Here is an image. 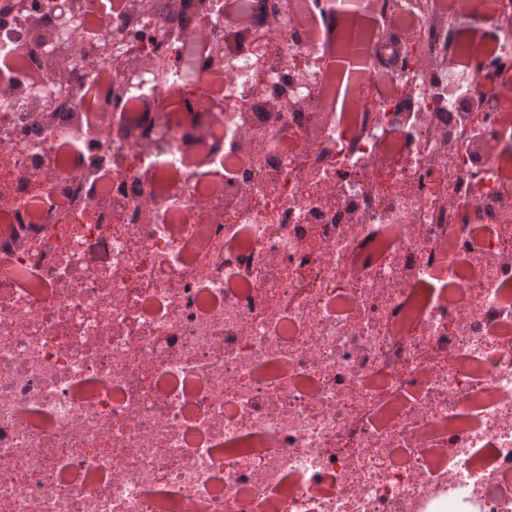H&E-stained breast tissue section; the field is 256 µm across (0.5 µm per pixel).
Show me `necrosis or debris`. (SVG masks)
<instances>
[{
	"instance_id": "1",
	"label": "necrosis or debris",
	"mask_w": 512,
	"mask_h": 512,
	"mask_svg": "<svg viewBox=\"0 0 512 512\" xmlns=\"http://www.w3.org/2000/svg\"><path fill=\"white\" fill-rule=\"evenodd\" d=\"M123 2L71 56L123 73L116 33L153 30L151 90L125 111L90 76L46 119L16 104L39 45L0 74V512H512V0H472L496 19L480 47L446 0H373L357 38L388 56L414 24L409 73L372 65L336 112L330 0L274 31L279 0H237L257 37L226 60L200 170L182 152L194 114H156L206 103L208 75L187 81L188 36ZM442 54L456 75L424 71ZM78 110L152 143L90 132L65 158Z\"/></svg>"
}]
</instances>
